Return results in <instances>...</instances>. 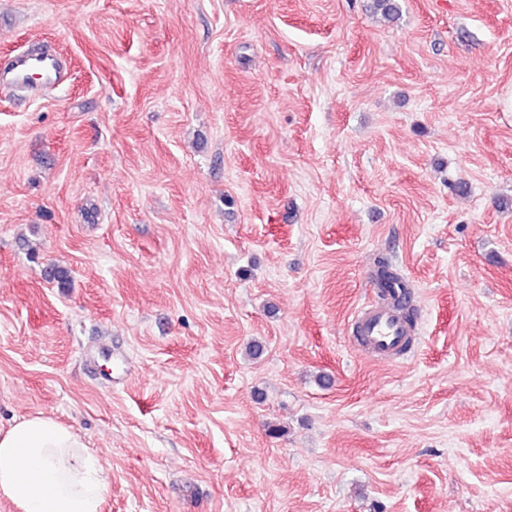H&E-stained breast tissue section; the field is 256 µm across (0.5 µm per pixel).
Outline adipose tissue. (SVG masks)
Returning a JSON list of instances; mask_svg holds the SVG:
<instances>
[{
    "mask_svg": "<svg viewBox=\"0 0 512 512\" xmlns=\"http://www.w3.org/2000/svg\"><path fill=\"white\" fill-rule=\"evenodd\" d=\"M111 473L82 438L49 416L0 434V495L19 512H102Z\"/></svg>",
    "mask_w": 512,
    "mask_h": 512,
    "instance_id": "ef3b65f1",
    "label": "adipose tissue"
}]
</instances>
